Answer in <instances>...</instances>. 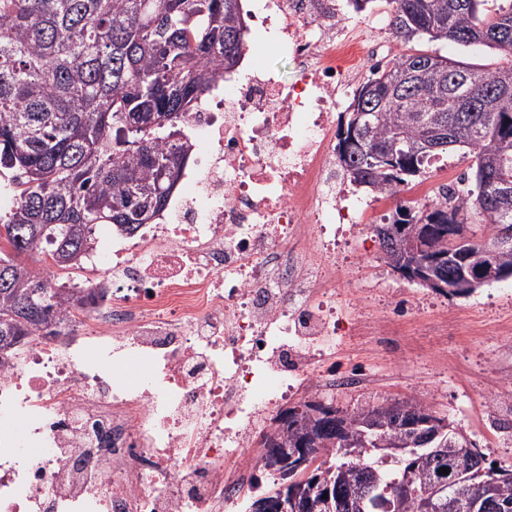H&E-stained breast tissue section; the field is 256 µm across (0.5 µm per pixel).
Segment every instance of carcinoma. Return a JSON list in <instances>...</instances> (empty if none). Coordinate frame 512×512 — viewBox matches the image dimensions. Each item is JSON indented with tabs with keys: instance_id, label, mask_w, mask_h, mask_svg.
Masks as SVG:
<instances>
[{
	"instance_id": "cac0c4a2",
	"label": "carcinoma",
	"mask_w": 512,
	"mask_h": 512,
	"mask_svg": "<svg viewBox=\"0 0 512 512\" xmlns=\"http://www.w3.org/2000/svg\"><path fill=\"white\" fill-rule=\"evenodd\" d=\"M496 0H387L390 26L402 46L388 65H376L351 105L369 113L351 131V118L338 122L336 157L350 182L375 195L395 194L423 173L432 159L462 149L473 158V177L463 176L450 195L419 208L400 205L376 227L383 257L407 277L401 264L409 237L445 260L443 295L473 293L451 289L459 272L483 263L482 249L500 225L512 230V195H498L499 183L512 184V2ZM241 0H0V356L54 322L61 309L83 308L100 288H57L25 263L42 249L55 267L78 265L93 246L99 224L133 231L152 224L179 182L189 144L184 126L198 101L241 58ZM452 41L481 45L507 61L489 72L413 44ZM445 127L449 147L424 146L422 129ZM488 214L490 222L469 225L471 241L456 248L448 224ZM306 403L274 419L263 437L269 450L318 439L311 457L312 479L331 483L330 499L312 491L306 512H385L376 503L398 501L391 512H421L416 499H398L404 484L416 486L424 474L448 466L450 448L423 461L407 458L404 468L373 456L341 461L339 424L375 413L386 437L418 444L422 437L404 429L400 403H368L343 418L311 423ZM427 422L421 427L433 444L448 439L450 422L420 402L410 404ZM468 485L499 483V507L512 512V469L486 465L471 444ZM267 484L249 497L246 512H270L269 504L290 495L300 472L263 467ZM339 507L330 509L326 502Z\"/></svg>"
}]
</instances>
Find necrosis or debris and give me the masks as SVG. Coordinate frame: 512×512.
<instances>
[{"label":"necrosis or debris","mask_w":512,"mask_h":512,"mask_svg":"<svg viewBox=\"0 0 512 512\" xmlns=\"http://www.w3.org/2000/svg\"><path fill=\"white\" fill-rule=\"evenodd\" d=\"M248 71L186 122L191 164L161 223L94 245L112 289L0 363V512H242L253 450L288 397L366 384L337 341L387 334L336 309L370 204L336 163L335 112L395 43L349 39L347 0H251ZM276 53L292 81L265 70Z\"/></svg>","instance_id":"obj_1"}]
</instances>
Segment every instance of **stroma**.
I'll list each match as a JSON object with an SVG mask.
<instances>
[{
  "label": "stroma",
  "instance_id": "obj_1",
  "mask_svg": "<svg viewBox=\"0 0 512 512\" xmlns=\"http://www.w3.org/2000/svg\"><path fill=\"white\" fill-rule=\"evenodd\" d=\"M394 205L376 206L350 252L360 264L337 271L341 302L360 304L370 316L384 311L392 297L407 296L412 311L397 321L398 349L378 348L367 336L339 343L331 366L366 363L368 387L324 389L316 401L352 410L382 401L424 400L437 416L447 418L485 454L488 463L512 469V338L500 336L499 321L512 318V277L484 285L467 296L442 295L407 281L388 267L374 231ZM460 315L464 325L442 328V313Z\"/></svg>",
  "mask_w": 512,
  "mask_h": 512
}]
</instances>
